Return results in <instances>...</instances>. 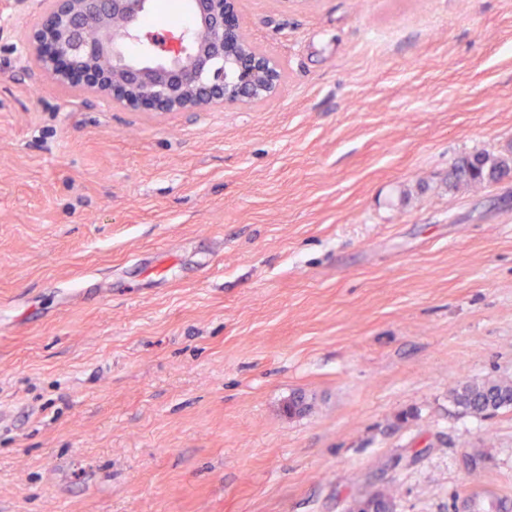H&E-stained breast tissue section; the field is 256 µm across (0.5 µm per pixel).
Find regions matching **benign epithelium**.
I'll list each match as a JSON object with an SVG mask.
<instances>
[{"label": "benign epithelium", "mask_w": 512, "mask_h": 512, "mask_svg": "<svg viewBox=\"0 0 512 512\" xmlns=\"http://www.w3.org/2000/svg\"><path fill=\"white\" fill-rule=\"evenodd\" d=\"M150 0H46L26 50L62 86L128 111L171 114L251 106L274 96L282 64L244 24L241 0H192L172 31L142 25Z\"/></svg>", "instance_id": "obj_1"}]
</instances>
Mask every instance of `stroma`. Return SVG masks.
Returning a JSON list of instances; mask_svg holds the SVG:
<instances>
[{
	"instance_id": "obj_1",
	"label": "stroma",
	"mask_w": 512,
	"mask_h": 512,
	"mask_svg": "<svg viewBox=\"0 0 512 512\" xmlns=\"http://www.w3.org/2000/svg\"><path fill=\"white\" fill-rule=\"evenodd\" d=\"M0 0V512H512V0H242L272 98L128 112ZM303 396V411L289 410ZM512 173V157L478 153L461 160L449 173L453 187L465 184L472 187L492 184ZM464 413L486 417L512 407V378H486L464 382L451 392Z\"/></svg>"
}]
</instances>
